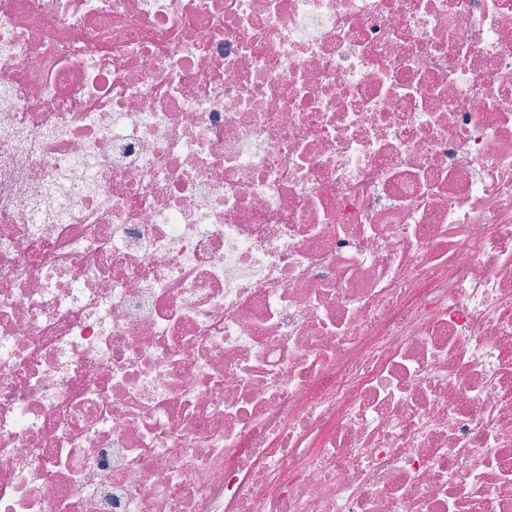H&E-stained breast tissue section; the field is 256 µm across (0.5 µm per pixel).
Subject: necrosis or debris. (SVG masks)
Masks as SVG:
<instances>
[{
  "mask_svg": "<svg viewBox=\"0 0 512 512\" xmlns=\"http://www.w3.org/2000/svg\"><path fill=\"white\" fill-rule=\"evenodd\" d=\"M0 512H512V0H0Z\"/></svg>",
  "mask_w": 512,
  "mask_h": 512,
  "instance_id": "necrosis-or-debris-1",
  "label": "necrosis or debris"
}]
</instances>
